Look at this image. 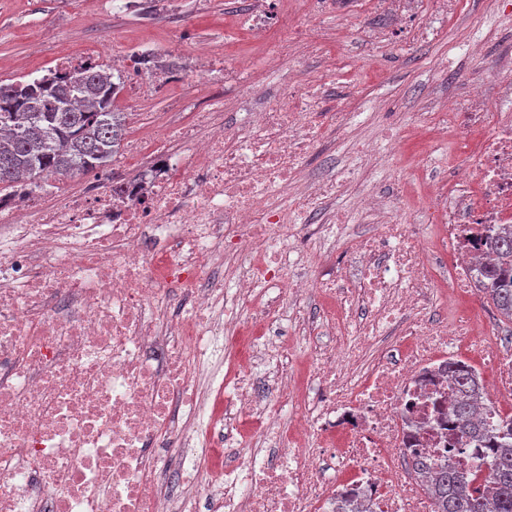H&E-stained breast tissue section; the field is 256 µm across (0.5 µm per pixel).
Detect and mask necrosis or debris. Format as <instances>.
Instances as JSON below:
<instances>
[{
    "mask_svg": "<svg viewBox=\"0 0 512 512\" xmlns=\"http://www.w3.org/2000/svg\"><path fill=\"white\" fill-rule=\"evenodd\" d=\"M332 73L185 130L141 178L0 202V512H335L340 494L350 512H433L413 459L484 477L488 449L448 421V363L493 371L475 411L493 423L512 409V354L473 313L452 303L437 322L429 306L472 293L485 226L512 224V112L477 90L429 124L470 141L462 178L435 186L433 234L359 193L369 229L345 236L347 265L302 279L332 255L293 260L297 218L368 180L331 166L306 183L328 130L357 119L316 112ZM270 290L333 301L323 323L348 334L309 365L316 403L252 375L280 357L251 332L274 323ZM256 432L269 454L247 451Z\"/></svg>",
    "mask_w": 512,
    "mask_h": 512,
    "instance_id": "obj_1",
    "label": "necrosis or debris"
}]
</instances>
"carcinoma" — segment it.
<instances>
[{
	"label": "carcinoma",
	"instance_id": "carcinoma-1",
	"mask_svg": "<svg viewBox=\"0 0 512 512\" xmlns=\"http://www.w3.org/2000/svg\"><path fill=\"white\" fill-rule=\"evenodd\" d=\"M121 75L89 62L56 70L30 82L0 83V200L16 196L19 184L41 186L49 177L105 169L122 138V113L115 107ZM495 255L480 272V291L512 321V227L500 225L486 236ZM457 379L456 400L448 410L461 437L480 440L492 454L484 476L492 499L471 489L453 466H441L426 491L435 512H512V417L486 428L473 418L486 400L479 374L448 365Z\"/></svg>",
	"mask_w": 512,
	"mask_h": 512
}]
</instances>
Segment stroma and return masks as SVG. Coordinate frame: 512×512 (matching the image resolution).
<instances>
[{"label": "stroma", "mask_w": 512, "mask_h": 512, "mask_svg": "<svg viewBox=\"0 0 512 512\" xmlns=\"http://www.w3.org/2000/svg\"><path fill=\"white\" fill-rule=\"evenodd\" d=\"M507 2L502 11L490 0H460L448 18L435 0H406L398 13L379 0H272L277 22L258 36L242 23L254 0H0V83L42 77L64 60H94L101 47L149 56L148 69L123 67L126 88L116 102L126 127L112 165L132 179L139 174L137 154L171 150L176 131L197 125L201 113L218 109L231 125L238 112L253 107L247 93L252 78L264 74L273 46L287 44L288 21L306 20L327 39L320 54L288 60L295 83H307L322 58L334 59L323 90L326 110L346 107L365 115L353 130L329 131L307 166L316 173L332 159L361 168L368 162L356 146L373 141L378 126L408 124L435 111L441 99L466 98L476 83H485L487 68L512 55V0ZM469 40L481 42L480 59L464 56L462 44ZM241 63L248 71L238 82L216 73ZM211 70L215 78L204 80ZM370 163L372 191L417 210L422 224L429 218L430 180L465 172L460 151L414 135L403 139L396 162L379 152ZM422 163L430 179L415 176ZM324 308L320 299L308 298L309 334L288 336L302 380Z\"/></svg>", "instance_id": "35a3bbf8"}]
</instances>
